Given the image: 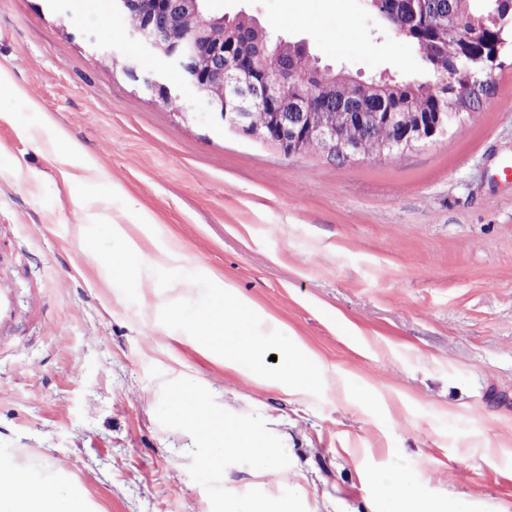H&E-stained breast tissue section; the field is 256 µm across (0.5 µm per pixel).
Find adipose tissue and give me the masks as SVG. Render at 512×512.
<instances>
[{"mask_svg": "<svg viewBox=\"0 0 512 512\" xmlns=\"http://www.w3.org/2000/svg\"><path fill=\"white\" fill-rule=\"evenodd\" d=\"M112 238L113 279L140 289L155 287L167 269L163 255L146 256L122 225H113ZM179 417L186 426L207 437L211 445L210 466L219 465L224 456L239 453L251 454L262 465L270 466L282 453L279 446L259 435H245L243 426L226 422L222 414L183 410ZM380 484L378 512H440L436 504L422 498L409 472L393 471L382 477ZM79 498L73 486L56 482L32 468L0 470V512H77Z\"/></svg>", "mask_w": 512, "mask_h": 512, "instance_id": "ef3b65f1", "label": "adipose tissue"}]
</instances>
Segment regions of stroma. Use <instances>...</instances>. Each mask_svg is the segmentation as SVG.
Instances as JSON below:
<instances>
[{
	"label": "stroma",
	"mask_w": 512,
	"mask_h": 512,
	"mask_svg": "<svg viewBox=\"0 0 512 512\" xmlns=\"http://www.w3.org/2000/svg\"><path fill=\"white\" fill-rule=\"evenodd\" d=\"M295 9L335 12L334 41L283 23ZM242 12L360 81L424 72L365 0L203 3L209 18ZM0 64L22 92L0 91V227L25 313L0 349L1 461L81 482L85 512H257L292 496L302 512H377L395 468L444 510L464 497L512 512V65L452 135L341 163L224 132L192 90L163 103L143 81L158 62L75 0H0ZM59 128L96 161L84 191ZM111 222L146 255L172 246L174 269L232 281L320 359L322 396L204 355L158 319L176 292L117 291ZM180 389L281 446L277 463L209 469L169 402Z\"/></svg>",
	"instance_id": "stroma-1"
}]
</instances>
